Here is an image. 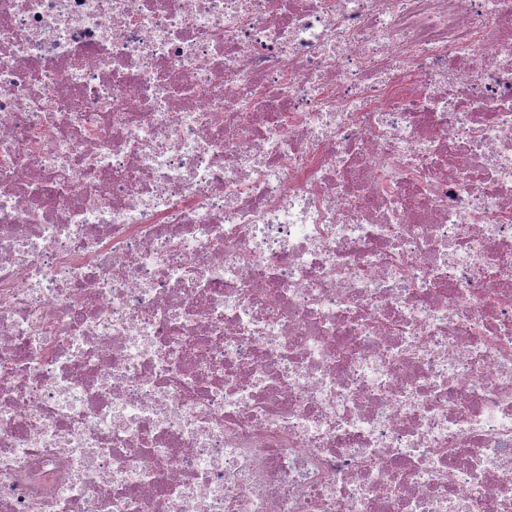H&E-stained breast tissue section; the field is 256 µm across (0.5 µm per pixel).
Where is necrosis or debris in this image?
<instances>
[{"label":"necrosis or debris","instance_id":"necrosis-or-debris-1","mask_svg":"<svg viewBox=\"0 0 512 512\" xmlns=\"http://www.w3.org/2000/svg\"><path fill=\"white\" fill-rule=\"evenodd\" d=\"M0 512H512V0H0Z\"/></svg>","mask_w":512,"mask_h":512}]
</instances>
